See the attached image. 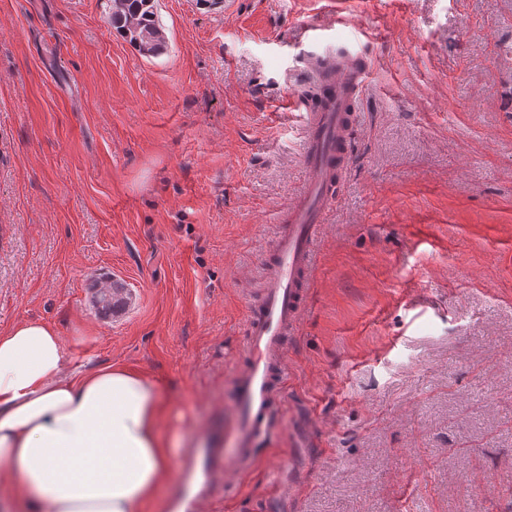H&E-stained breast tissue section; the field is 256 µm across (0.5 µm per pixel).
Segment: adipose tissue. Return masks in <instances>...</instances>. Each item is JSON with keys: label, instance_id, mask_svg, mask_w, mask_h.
I'll list each match as a JSON object with an SVG mask.
<instances>
[{"label": "adipose tissue", "instance_id": "adipose-tissue-1", "mask_svg": "<svg viewBox=\"0 0 512 512\" xmlns=\"http://www.w3.org/2000/svg\"><path fill=\"white\" fill-rule=\"evenodd\" d=\"M58 330L22 320L0 331V463L16 471L9 512H144L171 478L165 394L120 365L66 375Z\"/></svg>", "mask_w": 512, "mask_h": 512}]
</instances>
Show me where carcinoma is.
<instances>
[{
	"mask_svg": "<svg viewBox=\"0 0 512 512\" xmlns=\"http://www.w3.org/2000/svg\"><path fill=\"white\" fill-rule=\"evenodd\" d=\"M111 15L112 28L121 33L129 42L147 57L162 54L166 40L159 24L155 0H114ZM125 286L114 281L107 288L93 292L92 303L97 313L107 319L121 311L126 300Z\"/></svg>",
	"mask_w": 512,
	"mask_h": 512,
	"instance_id": "cac0c4a2",
	"label": "carcinoma"
}]
</instances>
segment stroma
<instances>
[{"label":"stroma","mask_w":512,"mask_h":512,"mask_svg":"<svg viewBox=\"0 0 512 512\" xmlns=\"http://www.w3.org/2000/svg\"><path fill=\"white\" fill-rule=\"evenodd\" d=\"M112 4L0 0V330L47 321L67 372L163 388L182 445L147 512H174L189 449L234 427L312 63L361 56L280 434L197 512H512V0H157L156 57ZM124 289L123 283L114 281L108 288H98L93 292L92 303L102 318H110L124 308Z\"/></svg>","instance_id":"obj_1"}]
</instances>
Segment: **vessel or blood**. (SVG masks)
<instances>
[{
	"label": "vessel or blood",
	"mask_w": 512,
	"mask_h": 512,
	"mask_svg": "<svg viewBox=\"0 0 512 512\" xmlns=\"http://www.w3.org/2000/svg\"><path fill=\"white\" fill-rule=\"evenodd\" d=\"M365 70L356 58L344 66L332 57L323 62L321 82L330 88L331 95L322 109L306 115L302 158L307 176L260 284V302L248 311L241 346L244 367L234 408L238 416L232 432L234 450L229 453L220 447L206 451L211 487L221 494L229 492L224 471L250 468L258 460L256 444L280 429L275 404L286 379L285 346L298 329L313 286V240L329 212L328 188L343 178L350 162L355 108Z\"/></svg>",
	"instance_id": "obj_1"
}]
</instances>
